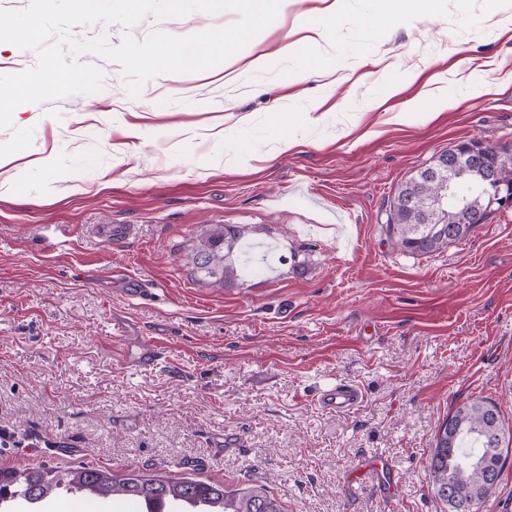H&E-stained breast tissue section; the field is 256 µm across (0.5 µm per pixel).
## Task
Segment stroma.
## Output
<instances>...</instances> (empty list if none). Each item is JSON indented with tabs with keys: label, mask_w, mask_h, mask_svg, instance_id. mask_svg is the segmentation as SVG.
Masks as SVG:
<instances>
[{
	"label": "stroma",
	"mask_w": 512,
	"mask_h": 512,
	"mask_svg": "<svg viewBox=\"0 0 512 512\" xmlns=\"http://www.w3.org/2000/svg\"><path fill=\"white\" fill-rule=\"evenodd\" d=\"M327 6L288 0L238 53L136 97L119 63L80 55L100 91L22 104L27 123L0 129L21 186L0 193V468L256 485L285 512H449L429 470L436 430L476 397L512 429V207L427 255L386 231L400 185L450 145L512 144V0H442L384 33L379 0ZM240 18L149 14L72 35L115 47ZM310 20L313 41L289 52ZM413 103L435 117L392 122ZM287 135L298 146L278 151ZM107 224L134 234L113 244ZM218 224L266 247L235 255L221 287L190 262ZM109 266L154 293L122 296ZM146 336L165 345L153 363ZM339 381L361 389L358 408L319 405ZM380 457L390 499L369 468Z\"/></svg>",
	"instance_id": "35a3bbf8"
}]
</instances>
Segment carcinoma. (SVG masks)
Segmentation results:
<instances>
[{
    "label": "carcinoma",
    "instance_id": "1",
    "mask_svg": "<svg viewBox=\"0 0 512 512\" xmlns=\"http://www.w3.org/2000/svg\"><path fill=\"white\" fill-rule=\"evenodd\" d=\"M444 174L428 184L415 177L406 180L393 200L413 197L421 201L442 190ZM470 173L463 174L459 185L467 196L463 207L450 206L442 215L448 224L465 226L470 233L475 225L468 223L470 213L481 212L490 216L500 209L491 205V194L485 190L472 192ZM424 209L403 208L389 211L387 231L396 247L412 255H425L447 247L448 240L433 232L434 225L426 223ZM243 231L233 226L218 224L208 237L199 241L191 254V262L198 279L213 286H222L235 276L233 264L226 262ZM452 429L437 432L429 459L434 494L448 502V488L454 489L457 512H476L469 489L480 478H485L491 437L502 431L501 411L486 398H474L457 406L448 415ZM76 490L99 499L107 495L129 501L161 503L169 497L201 498L210 504L204 512H284L277 498L262 487L248 486L227 491L224 485L207 483L190 477H164L132 471L117 477L109 470L98 467H80L60 470L42 466L24 471L0 469V503L19 501L28 509H35L56 490Z\"/></svg>",
    "mask_w": 512,
    "mask_h": 512
}]
</instances>
